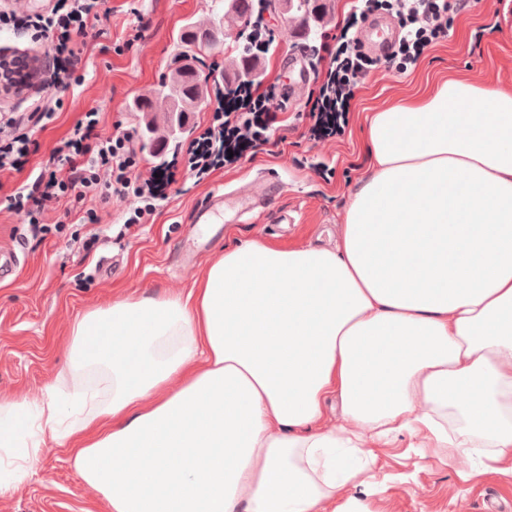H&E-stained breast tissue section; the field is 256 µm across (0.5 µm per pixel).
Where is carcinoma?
Masks as SVG:
<instances>
[{"instance_id":"carcinoma-1","label":"carcinoma","mask_w":512,"mask_h":512,"mask_svg":"<svg viewBox=\"0 0 512 512\" xmlns=\"http://www.w3.org/2000/svg\"><path fill=\"white\" fill-rule=\"evenodd\" d=\"M222 12L214 15L206 25L189 23L180 36L183 51L180 64L163 77L155 97L139 96L131 109L142 113L143 129L150 134L158 130L155 100L164 101L163 124L167 131L176 133L184 129L189 113L199 109L206 97L194 63L209 53L222 41L239 37L247 20L254 14V0H220ZM277 9L290 23L289 33L299 39H307L321 26L329 15L326 0H274ZM238 60L224 69V80L242 83L251 76L261 74L262 60L252 48L237 47Z\"/></svg>"}]
</instances>
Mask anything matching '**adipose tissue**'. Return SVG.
Segmentation results:
<instances>
[{"label":"adipose tissue","mask_w":512,"mask_h":512,"mask_svg":"<svg viewBox=\"0 0 512 512\" xmlns=\"http://www.w3.org/2000/svg\"><path fill=\"white\" fill-rule=\"evenodd\" d=\"M365 135L336 249L253 240L186 294L78 319L112 400L0 403V492L57 445L109 512H364L337 449L512 456V90L443 78ZM331 403L351 429L323 427Z\"/></svg>","instance_id":"adipose-tissue-1"}]
</instances>
